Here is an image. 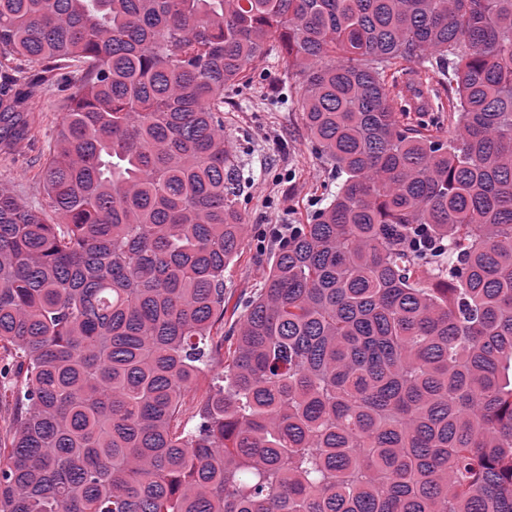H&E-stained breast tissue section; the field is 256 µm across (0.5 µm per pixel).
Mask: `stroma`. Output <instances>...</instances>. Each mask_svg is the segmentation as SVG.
Listing matches in <instances>:
<instances>
[{"label":"stroma","mask_w":512,"mask_h":512,"mask_svg":"<svg viewBox=\"0 0 512 512\" xmlns=\"http://www.w3.org/2000/svg\"><path fill=\"white\" fill-rule=\"evenodd\" d=\"M0 86L11 90L0 96V111L15 109L26 124L23 139L0 135V184L30 205H42L43 170L76 87L58 73L16 61L0 64ZM301 94L299 80L282 84L275 65L261 61L244 87L224 97V132L248 178L240 208L249 231L241 257L224 274V294L233 304L264 278L271 226L305 222L333 183L330 167L313 151L298 108Z\"/></svg>","instance_id":"35a3bbf8"}]
</instances>
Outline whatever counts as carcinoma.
<instances>
[{
  "mask_svg": "<svg viewBox=\"0 0 512 512\" xmlns=\"http://www.w3.org/2000/svg\"><path fill=\"white\" fill-rule=\"evenodd\" d=\"M270 57L336 192L215 342L224 92ZM0 58L86 64L46 205L0 185V512H512V0H0ZM402 62L452 136L394 110ZM210 376L201 377L199 380L193 385L191 389H189L184 396V404H183V412L181 415L182 422H187L196 406H198L204 395L208 386Z\"/></svg>",
  "mask_w": 512,
  "mask_h": 512,
  "instance_id": "1",
  "label": "carcinoma"
}]
</instances>
